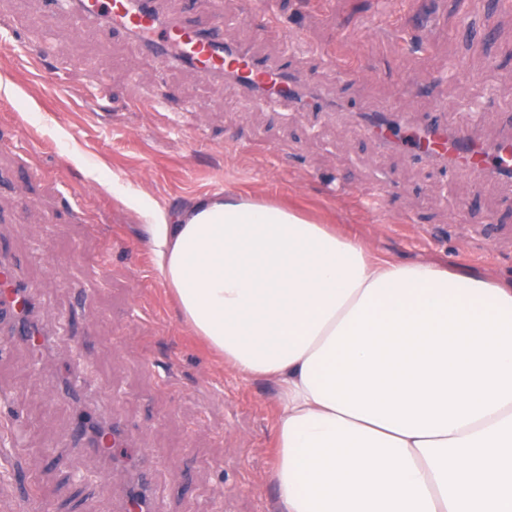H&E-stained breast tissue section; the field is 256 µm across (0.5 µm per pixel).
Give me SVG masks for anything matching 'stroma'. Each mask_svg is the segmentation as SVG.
Masks as SVG:
<instances>
[{"mask_svg":"<svg viewBox=\"0 0 512 512\" xmlns=\"http://www.w3.org/2000/svg\"><path fill=\"white\" fill-rule=\"evenodd\" d=\"M224 14V38L258 55L294 56L303 83L341 110L311 102L260 103L229 81L161 66L100 28L75 39L67 23L55 52L82 53L68 70L71 100L49 98L23 61L0 54V242L26 259L55 332L42 374L30 350L0 355V413H17L24 445L0 451V512H113V489L140 456L156 461L164 512H275L271 473L276 387L222 366L180 323L157 277L142 206L175 212L206 193L247 194L300 208L359 239L375 256L425 260L512 283V184L410 160L358 132L361 105L440 117L479 113L478 135L512 131V7L492 0H197ZM279 25L266 27V16ZM351 66L342 77L331 58ZM107 80V111L86 94ZM168 112L136 102L158 83ZM189 104L199 124L171 129ZM112 181L134 198L119 202ZM387 185L382 211L365 203ZM80 363L98 408L112 409L133 441L111 473L65 445L87 408L57 398Z\"/></svg>","mask_w":512,"mask_h":512,"instance_id":"1","label":"stroma"}]
</instances>
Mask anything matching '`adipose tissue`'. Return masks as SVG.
<instances>
[{
  "instance_id": "obj_1",
  "label": "adipose tissue",
  "mask_w": 512,
  "mask_h": 512,
  "mask_svg": "<svg viewBox=\"0 0 512 512\" xmlns=\"http://www.w3.org/2000/svg\"><path fill=\"white\" fill-rule=\"evenodd\" d=\"M146 213L185 327L278 386L280 512H512V285L239 194Z\"/></svg>"
}]
</instances>
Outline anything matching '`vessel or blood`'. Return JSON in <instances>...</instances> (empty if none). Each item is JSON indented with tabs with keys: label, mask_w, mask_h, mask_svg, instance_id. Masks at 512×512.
Segmentation results:
<instances>
[{
	"label": "vessel or blood",
	"mask_w": 512,
	"mask_h": 512,
	"mask_svg": "<svg viewBox=\"0 0 512 512\" xmlns=\"http://www.w3.org/2000/svg\"><path fill=\"white\" fill-rule=\"evenodd\" d=\"M64 14L70 16L74 33L92 25L110 29L134 41L147 56L191 68L205 78L229 77L249 92L260 85L270 86L277 99L289 98L295 90L296 79L287 63L265 61L225 44L223 15L202 22L184 10L164 12L161 0H42L31 34L21 35L9 25L0 27V49L22 55L31 69L40 72L46 91L60 99L70 97L68 86L56 73L43 72L42 66L54 56L51 36ZM362 130L377 134L386 144L400 142L411 155L461 165L480 181L493 175L512 176V134L486 147L474 138L467 124L452 128L438 123L392 125L381 113L373 115ZM40 315V305L23 275L21 261L0 250V353L17 341L39 344L41 333L34 324ZM87 389L85 377L76 367L59 385L61 396L66 398L83 396ZM70 444L99 462L108 460L100 441L86 430H79ZM151 468V460L142 461L138 494L118 495L114 512H161L151 489Z\"/></svg>",
	"instance_id": "1"
}]
</instances>
